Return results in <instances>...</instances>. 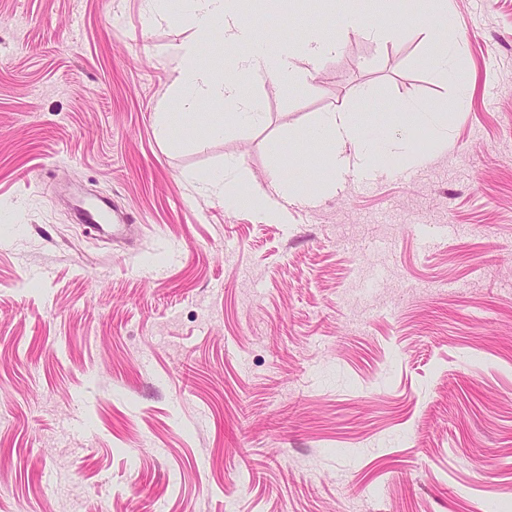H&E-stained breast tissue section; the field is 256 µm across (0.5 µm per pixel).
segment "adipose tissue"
Segmentation results:
<instances>
[{
  "instance_id": "1",
  "label": "adipose tissue",
  "mask_w": 512,
  "mask_h": 512,
  "mask_svg": "<svg viewBox=\"0 0 512 512\" xmlns=\"http://www.w3.org/2000/svg\"><path fill=\"white\" fill-rule=\"evenodd\" d=\"M184 3V15L194 30V38L179 45L175 51L180 77L172 108L182 117L204 123L212 138L223 135L225 121L240 127H253L262 121L258 103L242 95L244 83L269 82L293 89L306 82L296 64L298 55H305L310 64L316 65L338 48L332 37H314L298 44L283 42L271 47L266 44L259 27L239 20L233 0H184ZM217 34L221 35L225 46L240 52L234 75H225L223 62L219 59L206 66L193 62L196 40ZM308 137L336 148L329 168L319 182V193L323 196L335 193L337 184L348 174L385 173L388 160L400 153L404 143L403 138L393 135L390 127L357 124L347 112L325 113ZM201 185L225 209L248 207L272 221L284 216V203L301 197L296 184L288 180L278 182L276 187L282 206L253 196L233 162L202 178Z\"/></svg>"
}]
</instances>
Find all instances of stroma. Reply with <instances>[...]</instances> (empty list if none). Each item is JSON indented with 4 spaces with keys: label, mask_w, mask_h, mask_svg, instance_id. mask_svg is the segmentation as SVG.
Returning <instances> with one entry per match:
<instances>
[{
    "label": "stroma",
    "mask_w": 512,
    "mask_h": 512,
    "mask_svg": "<svg viewBox=\"0 0 512 512\" xmlns=\"http://www.w3.org/2000/svg\"><path fill=\"white\" fill-rule=\"evenodd\" d=\"M387 3L239 0L269 45L341 47L298 59L305 91L247 85L262 122L211 139L169 110L182 14L0 0V512H512V0H453L465 97L418 0ZM337 110L413 132L322 197L306 133ZM228 161L301 200L225 210L197 180ZM452 57L453 47L448 44V46L443 47L438 52L437 56L434 58V64L445 75L448 82L456 86L460 96L464 97L469 93V86L457 74L453 65ZM415 110H420L419 106H411ZM417 118L419 126L428 129L441 148L448 144V114L434 110H420L413 112ZM112 209V237L119 239L123 236L126 224L129 221L127 214L119 213L114 204L112 208L105 200L94 202H80L76 206V218L79 224H88L93 228L100 229V224L107 223L110 220Z\"/></svg>",
    "instance_id": "1"
}]
</instances>
